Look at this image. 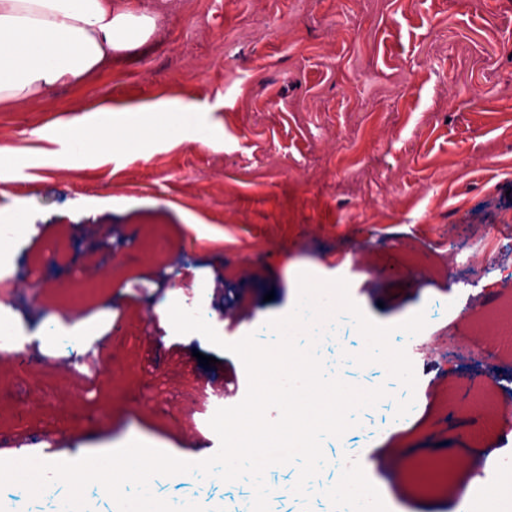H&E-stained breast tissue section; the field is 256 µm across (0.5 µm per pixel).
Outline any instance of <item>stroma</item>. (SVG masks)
I'll use <instances>...</instances> for the list:
<instances>
[{
    "label": "stroma",
    "mask_w": 512,
    "mask_h": 512,
    "mask_svg": "<svg viewBox=\"0 0 512 512\" xmlns=\"http://www.w3.org/2000/svg\"><path fill=\"white\" fill-rule=\"evenodd\" d=\"M156 25L142 46L114 56L80 85L0 105V153L27 164L0 175V223L27 201L31 233L12 237L7 266L46 265L51 292L14 291L7 305L26 330L55 317L81 319L102 333L84 347L38 348L39 363L0 358V459L29 449L47 462L107 451L130 432L187 461L217 443L209 421L247 390L240 359L175 333L157 308L164 298L200 309L221 339L275 337L270 319L288 315L299 272L346 279L349 296L390 343L413 348L448 333L472 336L474 317L501 316L512 249L479 274L465 244L482 226L512 225V0H148ZM162 102L164 112H146ZM112 106L114 145L66 149L34 137L66 122L72 109ZM181 108L169 132L170 108ZM162 226L166 244L146 248ZM414 256L417 275L386 277L394 259ZM105 275L101 293L73 299L79 276ZM155 310L145 319L146 310ZM424 312L422 332L400 323ZM364 346L352 326L326 336L324 373L362 389L384 387L376 406L353 413L341 437H326L324 483L336 496L272 499L271 512H345V480L365 477L369 501L385 494L396 512H439L398 494L395 455L436 459L481 441L489 465L512 441L477 438L482 411L462 414L448 398L460 382L444 347L415 367V389L372 363L355 377ZM214 357L200 365L197 354ZM98 357V387L81 371L60 374L51 356ZM233 377L218 401L206 380ZM412 400L411 410L397 406ZM249 478L217 475L152 479L174 505L235 508ZM66 486L30 497L0 488V512H58Z\"/></svg>",
    "instance_id": "stroma-1"
}]
</instances>
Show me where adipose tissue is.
Instances as JSON below:
<instances>
[{"mask_svg": "<svg viewBox=\"0 0 512 512\" xmlns=\"http://www.w3.org/2000/svg\"><path fill=\"white\" fill-rule=\"evenodd\" d=\"M154 28L141 0H0V103L82 84Z\"/></svg>", "mask_w": 512, "mask_h": 512, "instance_id": "adipose-tissue-1", "label": "adipose tissue"}]
</instances>
